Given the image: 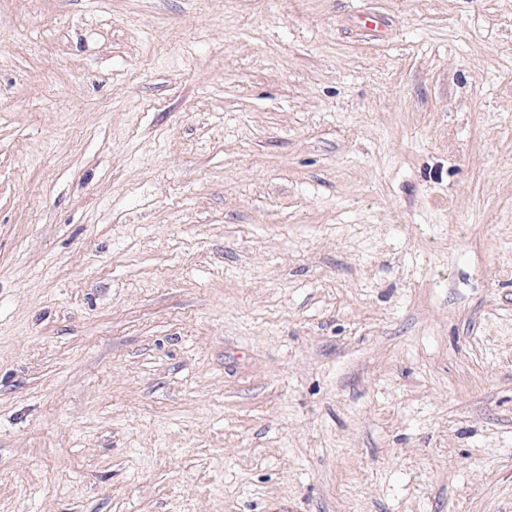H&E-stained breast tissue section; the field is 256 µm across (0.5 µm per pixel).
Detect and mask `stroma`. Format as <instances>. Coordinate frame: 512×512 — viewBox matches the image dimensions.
<instances>
[{
  "mask_svg": "<svg viewBox=\"0 0 512 512\" xmlns=\"http://www.w3.org/2000/svg\"><path fill=\"white\" fill-rule=\"evenodd\" d=\"M0 512H512V0H0Z\"/></svg>",
  "mask_w": 512,
  "mask_h": 512,
  "instance_id": "1",
  "label": "stroma"
}]
</instances>
